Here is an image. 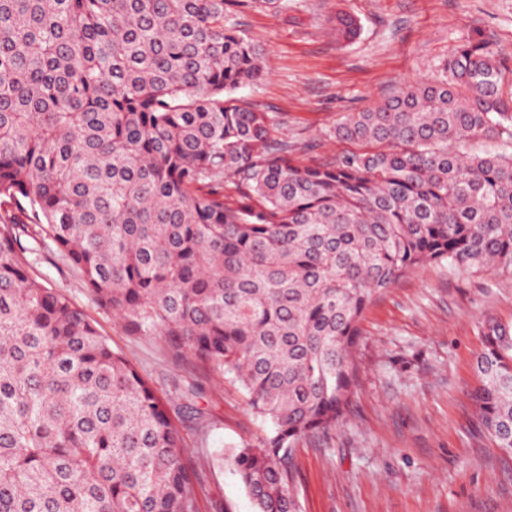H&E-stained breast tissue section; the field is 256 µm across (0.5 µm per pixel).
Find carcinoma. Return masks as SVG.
<instances>
[{"mask_svg": "<svg viewBox=\"0 0 512 512\" xmlns=\"http://www.w3.org/2000/svg\"><path fill=\"white\" fill-rule=\"evenodd\" d=\"M239 2L0 0V512H197L201 488L171 401L24 237L129 335L240 385L268 425L232 454L255 512H297L289 457L344 420L376 293L428 263L512 275V63L489 36L304 166L236 96L267 75ZM481 137L510 150L465 151ZM478 332L480 424L511 449L512 329Z\"/></svg>", "mask_w": 512, "mask_h": 512, "instance_id": "cac0c4a2", "label": "carcinoma"}]
</instances>
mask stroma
<instances>
[{
	"instance_id": "stroma-1",
	"label": "stroma",
	"mask_w": 512,
	"mask_h": 512,
	"mask_svg": "<svg viewBox=\"0 0 512 512\" xmlns=\"http://www.w3.org/2000/svg\"><path fill=\"white\" fill-rule=\"evenodd\" d=\"M355 16L359 36L337 40V11ZM246 34L267 52L268 75L238 95L279 125L294 156L313 166L346 151L334 124L435 75L449 49L479 28L512 58V0H288L271 11L235 7ZM32 272L95 322L113 348L172 400L188 450L205 456L198 512H255L227 459L255 444L266 425L237 383L176 367L158 340L127 333L91 301L80 275L58 254ZM512 324V277L466 274L427 264L376 296L356 350L359 376L346 419L297 443L293 495L299 512H512V452L478 423L473 398L482 350L478 324ZM201 387L185 401L182 389ZM200 409L195 421L189 408Z\"/></svg>"
}]
</instances>
